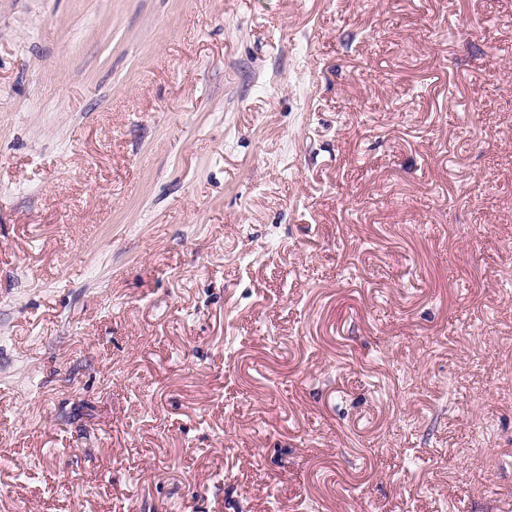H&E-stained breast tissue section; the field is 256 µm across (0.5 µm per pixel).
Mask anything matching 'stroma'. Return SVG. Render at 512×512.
<instances>
[{
    "mask_svg": "<svg viewBox=\"0 0 512 512\" xmlns=\"http://www.w3.org/2000/svg\"><path fill=\"white\" fill-rule=\"evenodd\" d=\"M0 512H512V0H0Z\"/></svg>",
    "mask_w": 512,
    "mask_h": 512,
    "instance_id": "1",
    "label": "stroma"
}]
</instances>
